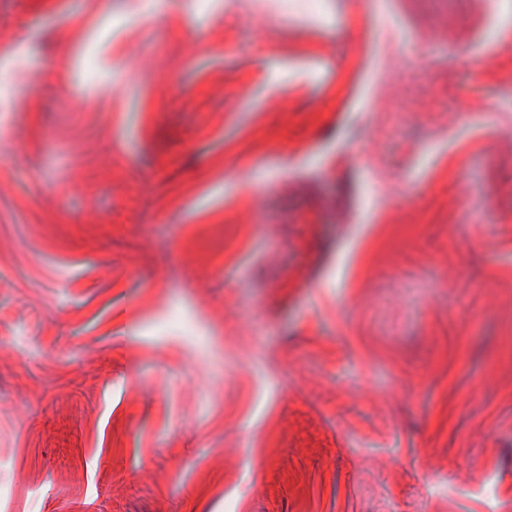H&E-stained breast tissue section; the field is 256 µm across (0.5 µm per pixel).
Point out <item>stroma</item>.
<instances>
[{
  "label": "stroma",
  "instance_id": "stroma-1",
  "mask_svg": "<svg viewBox=\"0 0 512 512\" xmlns=\"http://www.w3.org/2000/svg\"><path fill=\"white\" fill-rule=\"evenodd\" d=\"M323 8L0 0V512H512V0Z\"/></svg>",
  "mask_w": 512,
  "mask_h": 512
}]
</instances>
